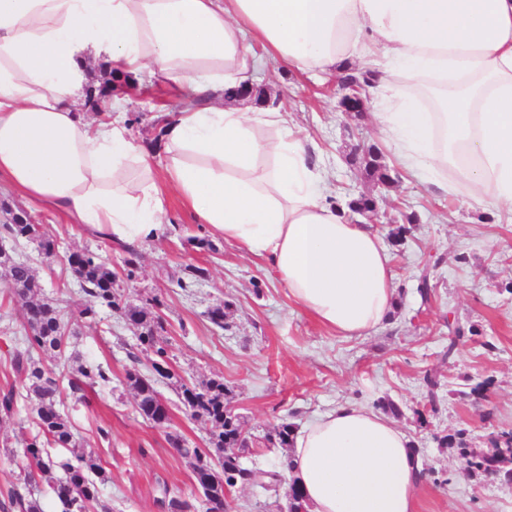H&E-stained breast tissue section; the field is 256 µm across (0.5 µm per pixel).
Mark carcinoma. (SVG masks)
<instances>
[{
    "instance_id": "cac0c4a2",
    "label": "carcinoma",
    "mask_w": 512,
    "mask_h": 512,
    "mask_svg": "<svg viewBox=\"0 0 512 512\" xmlns=\"http://www.w3.org/2000/svg\"><path fill=\"white\" fill-rule=\"evenodd\" d=\"M361 164L372 180L382 184L391 180L376 149H368ZM0 233L15 242L27 239L31 233L42 238L41 247L45 252L50 253L55 249L54 239L44 232L42 225L26 223L23 211L10 214V218L0 224ZM68 265L82 292L89 297V304L79 312L80 317L92 320L99 307L115 309L130 324L141 328L139 345L153 353V363L169 361L167 344L161 336L163 322L159 318L149 322L142 310L121 303L118 280L102 256L88 251L72 253L68 256ZM0 276L11 286L13 300L23 309L25 349L15 355L13 363L17 370L26 374L28 392L40 403L36 421L38 433L27 441L24 450L28 460L25 479L32 491L27 498L18 493L12 494L11 506L20 509V512H43L41 495L48 491L65 507L68 501L80 499V512H112V507L100 498L99 484L105 481V475L95 456L78 454L76 462L68 460L60 464L48 452L53 447L75 446L69 418L57 407L64 385L73 388L82 378L91 383L106 384L111 381V372L100 366H83L75 373L70 371V358L66 356L68 335L64 314L56 304L35 299L42 285L34 273L31 260L0 253ZM45 354L56 358L54 368L46 369L41 365L38 356ZM126 380L135 392L137 408L142 416L156 424L167 419V415L160 410L159 394L154 384L145 381V375L131 367L126 371ZM177 393L186 412L209 430L208 443L215 449L211 459L217 461L222 469L220 473H212L193 465L196 483L208 485L207 512H224L227 489L238 486L271 487L270 480L261 477L265 469L256 463L247 466L241 461L240 453L255 443V436L241 416L228 406L229 389L224 386V381L213 379L201 386L182 383ZM293 431L292 424L282 423L266 433L264 440L276 448H286L290 445ZM463 435L464 432L460 430L454 435L437 438V442L441 448L455 449L469 469L486 477L512 481V463L504 465L489 452L478 453L468 448ZM58 466L65 472L63 479L55 475Z\"/></svg>"
}]
</instances>
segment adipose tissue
Wrapping results in <instances>:
<instances>
[{"label": "adipose tissue", "instance_id": "1", "mask_svg": "<svg viewBox=\"0 0 512 512\" xmlns=\"http://www.w3.org/2000/svg\"><path fill=\"white\" fill-rule=\"evenodd\" d=\"M262 57L305 75L373 71L372 123L397 165L512 215V0H0V178L128 245L164 232L176 190L317 322L370 335L397 295L382 235L347 219L282 113L216 103ZM93 62L187 85L164 180L124 126L81 112ZM292 459L308 512H417L421 460L361 403L297 431Z\"/></svg>", "mask_w": 512, "mask_h": 512}]
</instances>
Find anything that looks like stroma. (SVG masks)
Masks as SVG:
<instances>
[{"instance_id":"obj_1","label":"stroma","mask_w":512,"mask_h":512,"mask_svg":"<svg viewBox=\"0 0 512 512\" xmlns=\"http://www.w3.org/2000/svg\"><path fill=\"white\" fill-rule=\"evenodd\" d=\"M257 97L240 101L246 112L276 105L291 125L314 139L320 166L329 173L340 207L362 195L372 197L381 216L377 229L388 234L403 215L417 214L411 235L390 245L399 284L397 309L389 324L363 337H345L323 327L297 308L275 272L262 258L244 254L196 223L177 193H169L165 233L137 247L134 267H127L125 247L72 223L58 210L31 212L58 247L54 255H33L43 288L41 299L56 302L69 323L67 351L76 364L99 365L112 372L108 384H89L83 400L62 393L60 409L68 415L78 451L97 456L108 480L101 498L112 512H167L180 498L199 503L192 462L172 445L180 436L188 446L204 448L208 435L180 404L174 381L197 385L223 380L231 405L253 434L263 436L282 422L303 427L334 405L356 401L378 409L391 401L399 410L395 423L420 450L425 480L418 492V512H512V483L473 475L458 454L439 447L437 439L463 429L471 448L485 451L496 430L512 426V223L492 212L467 206L462 195L433 194L423 177L396 168L393 149L373 127L368 112L346 113L337 106V76L311 78L282 63L268 61L245 74ZM182 98L177 84L157 82L127 95L114 116L125 120L132 136L163 165V122L178 115ZM377 148L392 181L381 185L365 178L359 160ZM93 251L120 272L123 301L148 317L162 316L174 380L157 383L170 408L162 426L139 414L124 379L137 350L136 326L108 308L95 320L80 318L88 304L67 264L71 253ZM466 263H458L457 255ZM203 277H192L193 269ZM429 269L434 286L430 302H421L417 278ZM189 279L178 288L171 275ZM229 303L226 327L215 329L207 312ZM458 317L474 332L459 343L454 361L443 353L448 320ZM23 319L0 279V392H19L17 409L0 412V504L11 493H25L28 461L24 446L37 433L36 413L25 390V374L11 358L18 349ZM135 363L151 374L153 356L138 352ZM441 381L437 411L423 409L421 379ZM492 385L484 397L469 393L483 380ZM428 427H419L418 412Z\"/></svg>"}]
</instances>
